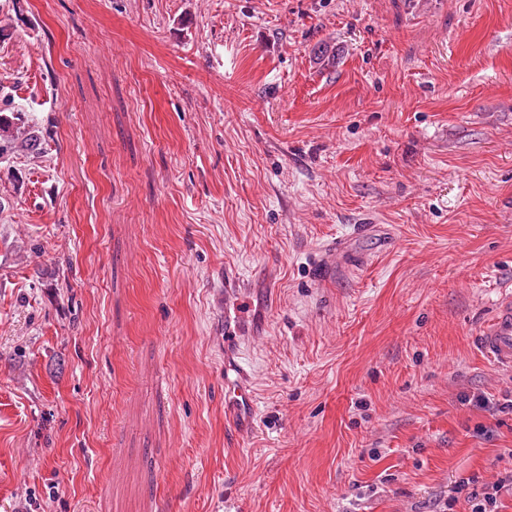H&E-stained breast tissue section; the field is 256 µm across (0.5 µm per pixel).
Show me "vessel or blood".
<instances>
[{
    "mask_svg": "<svg viewBox=\"0 0 512 512\" xmlns=\"http://www.w3.org/2000/svg\"><path fill=\"white\" fill-rule=\"evenodd\" d=\"M224 348V412L235 432H242L252 420L256 396L247 382V372L236 353L234 337H226ZM483 354L501 367L512 368V290L502 289L494 313L481 336Z\"/></svg>",
    "mask_w": 512,
    "mask_h": 512,
    "instance_id": "vessel-or-blood-1",
    "label": "vessel or blood"
}]
</instances>
